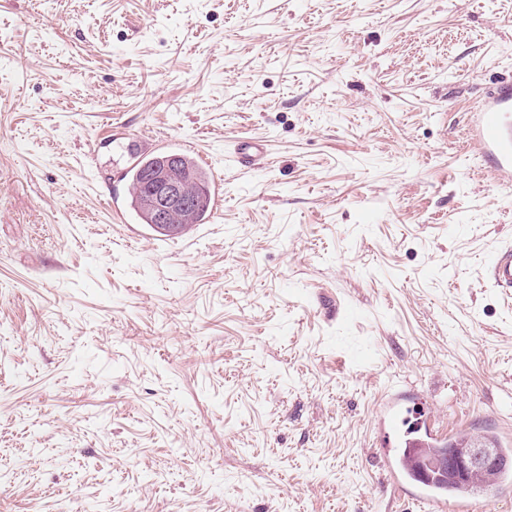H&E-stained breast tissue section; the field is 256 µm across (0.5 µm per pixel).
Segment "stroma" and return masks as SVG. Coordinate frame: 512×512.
Here are the masks:
<instances>
[{
    "instance_id": "stroma-1",
    "label": "stroma",
    "mask_w": 512,
    "mask_h": 512,
    "mask_svg": "<svg viewBox=\"0 0 512 512\" xmlns=\"http://www.w3.org/2000/svg\"><path fill=\"white\" fill-rule=\"evenodd\" d=\"M504 80L512 0H0V512H417L395 383L512 448V188L468 135ZM141 133L215 219L111 223ZM236 162L249 170L262 168L266 164L267 150L262 141H242L235 152ZM490 278L497 288L512 290V248L506 247L494 252L489 263ZM382 398L377 414V426L384 436H387L388 443L385 446H389L390 433L400 437V426L408 419L404 412L410 408H405L407 394L399 386L393 387Z\"/></svg>"
}]
</instances>
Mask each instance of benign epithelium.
Wrapping results in <instances>:
<instances>
[{
	"mask_svg": "<svg viewBox=\"0 0 512 512\" xmlns=\"http://www.w3.org/2000/svg\"><path fill=\"white\" fill-rule=\"evenodd\" d=\"M141 199L144 208L156 225L171 234L182 232L189 224L194 208L192 179L181 172L178 159L170 160L162 168L146 171L142 184ZM499 465L496 450L479 442L469 441L467 447L451 460L431 457L426 460V470L448 469L456 478L466 483L486 474Z\"/></svg>",
	"mask_w": 512,
	"mask_h": 512,
	"instance_id": "1",
	"label": "benign epithelium"
}]
</instances>
